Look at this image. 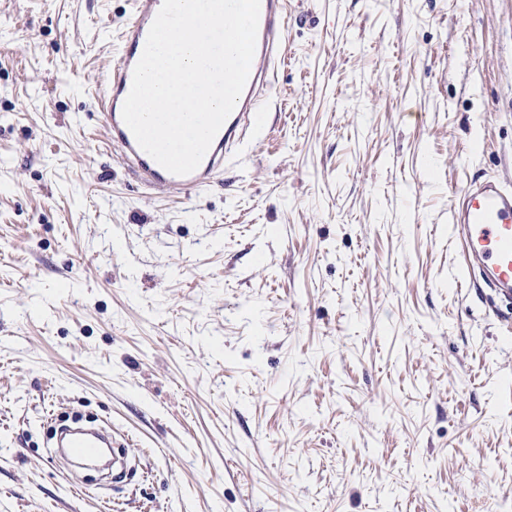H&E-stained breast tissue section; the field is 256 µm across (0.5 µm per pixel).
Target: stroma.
<instances>
[{"mask_svg": "<svg viewBox=\"0 0 512 512\" xmlns=\"http://www.w3.org/2000/svg\"><path fill=\"white\" fill-rule=\"evenodd\" d=\"M131 11L0 0V512H512V327L449 223L512 184V0H289L275 124L170 199L95 100ZM83 429L78 430L77 429ZM85 427H68L64 426L59 430L57 436V445L59 448H69L71 459L88 458L96 452L100 445L106 443L112 447V435L99 433Z\"/></svg>", "mask_w": 512, "mask_h": 512, "instance_id": "35a3bbf8", "label": "stroma"}]
</instances>
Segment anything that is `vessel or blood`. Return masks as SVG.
Wrapping results in <instances>:
<instances>
[{"label": "vessel or blood", "instance_id": "vessel-or-blood-1", "mask_svg": "<svg viewBox=\"0 0 512 512\" xmlns=\"http://www.w3.org/2000/svg\"><path fill=\"white\" fill-rule=\"evenodd\" d=\"M162 0H134L133 13L120 35V51L101 96L100 111L107 136L117 146L128 168L160 195L185 194L211 185L224 171V158L237 147L248 129L266 126L268 115L260 99L274 77L276 48L288 23V0H260L256 51L246 87L198 168L190 174L169 173L138 145L122 119L133 69L141 58L149 28ZM450 208L452 235L464 253L469 278L481 281L499 295L512 298V186L496 179L462 188ZM108 434L63 427L58 447L71 458H87L100 445L111 443Z\"/></svg>", "mask_w": 512, "mask_h": 512}]
</instances>
